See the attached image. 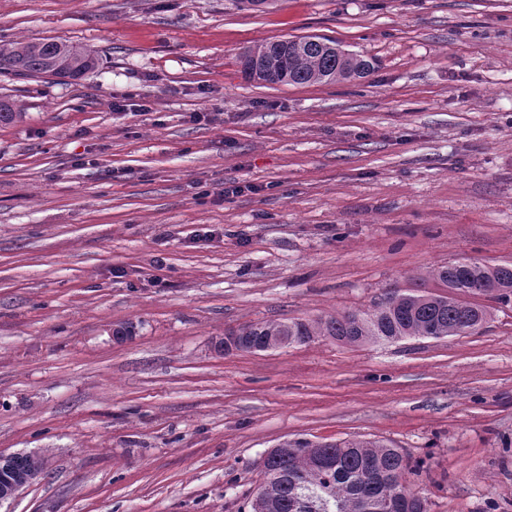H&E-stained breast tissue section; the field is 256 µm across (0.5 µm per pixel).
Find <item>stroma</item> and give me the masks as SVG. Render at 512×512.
<instances>
[{
	"label": "stroma",
	"mask_w": 512,
	"mask_h": 512,
	"mask_svg": "<svg viewBox=\"0 0 512 512\" xmlns=\"http://www.w3.org/2000/svg\"><path fill=\"white\" fill-rule=\"evenodd\" d=\"M306 35L373 71L242 73ZM34 39L98 65L0 75V452L43 460L0 512H250L297 439L403 449L428 512H512V302L468 336L216 349L512 262V0H0V43Z\"/></svg>",
	"instance_id": "1"
}]
</instances>
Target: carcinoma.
Listing matches in <instances>:
<instances>
[{
	"mask_svg": "<svg viewBox=\"0 0 512 512\" xmlns=\"http://www.w3.org/2000/svg\"><path fill=\"white\" fill-rule=\"evenodd\" d=\"M247 76L281 85L332 84L364 78L373 62L343 50L336 40L317 35L268 41L244 49ZM93 51L49 39L0 45V74L77 79L93 70ZM18 117L11 99L0 98V124ZM446 294L389 292L365 313H347L313 321L257 322L240 327L237 352L307 344L329 336L346 345L396 342L412 337L467 336L487 321L481 302L512 301V265L488 266L474 260L452 262L435 272ZM423 462L411 461L380 440L344 439L313 443L285 441L266 455L264 482L250 512H428L426 500L405 483ZM42 469L32 453H17L0 472L28 478Z\"/></svg>",
	"mask_w": 512,
	"mask_h": 512,
	"instance_id": "obj_1",
	"label": "carcinoma"
}]
</instances>
